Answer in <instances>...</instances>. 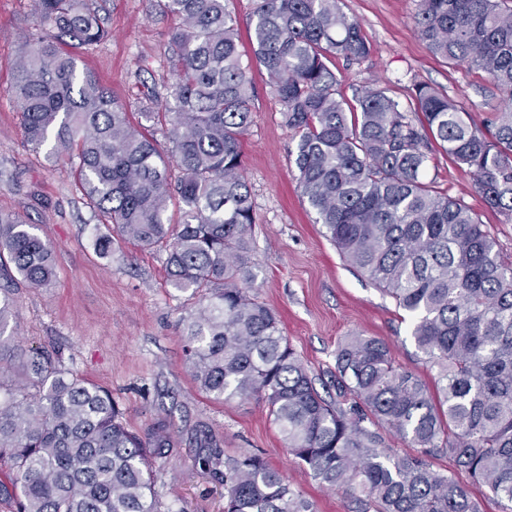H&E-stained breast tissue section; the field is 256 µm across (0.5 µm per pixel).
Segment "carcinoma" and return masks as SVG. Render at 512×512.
Here are the masks:
<instances>
[{"label":"carcinoma","instance_id":"1","mask_svg":"<svg viewBox=\"0 0 512 512\" xmlns=\"http://www.w3.org/2000/svg\"><path fill=\"white\" fill-rule=\"evenodd\" d=\"M226 2L156 0L179 20L169 34L175 78L146 105L154 133L145 134L66 49V38L89 49L105 37L94 0H34L54 33L35 29L14 68L27 144L50 142L53 156L74 163L83 196L118 237L168 247L170 285L205 298L185 325L199 389L216 400H264L289 452L321 486L345 491L352 512H481L432 468L439 456L512 512V263L471 208L423 178L438 145L485 205L512 221V0H417L415 27L429 51L483 71L502 93L504 107L482 125L426 84L407 102L372 85L348 103L329 63L368 57L360 24L338 0L256 2L253 54L294 132L302 195L342 258L411 317L435 372L431 386L395 364L384 341L352 334L336 346L334 401L316 388L277 313L245 291L255 204L242 142L253 87ZM174 195L185 206L175 226ZM54 276L35 225L0 213V346L13 288ZM28 381L42 393L26 395ZM368 422L412 451L387 447ZM169 447L164 422L130 431L111 393L38 352L0 401V460L15 472L19 512H161L151 450ZM224 498V512H315L251 450L224 464Z\"/></svg>","mask_w":512,"mask_h":512}]
</instances>
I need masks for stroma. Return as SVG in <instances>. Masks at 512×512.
Returning a JSON list of instances; mask_svg holds the SVG:
<instances>
[{"instance_id":"stroma-1","label":"stroma","mask_w":512,"mask_h":512,"mask_svg":"<svg viewBox=\"0 0 512 512\" xmlns=\"http://www.w3.org/2000/svg\"><path fill=\"white\" fill-rule=\"evenodd\" d=\"M98 3L109 35L92 50H78L79 65L137 114L144 82L172 79L168 39L177 21L155 10L151 0ZM255 3L229 0L255 89L243 157L256 201L249 232L256 282L250 294L278 313L284 336L321 382H330L336 344L351 333L385 341L397 364L427 375L409 318L342 259L301 194L282 106L265 71L251 64ZM339 6L361 24L371 44L362 61L334 58L345 96L373 83L405 100L421 83L448 95L479 123L502 108V95L486 73L450 65L428 50L413 23L416 0H339ZM35 23L33 0H0V211L35 225L52 251L55 277L43 288L15 289L11 339L0 350V370L13 372L32 351H44L57 367L111 391L130 430L141 433L165 420L172 446L154 454L152 466L159 499L170 512H224L223 464L204 471L197 463L204 432L223 456L261 452L315 502L317 512H348L343 491L324 489L289 454L262 399L219 402L196 386L182 331L200 302L168 283L165 248L118 239L110 255L100 254L95 240L109 228L87 206L73 165L53 158L49 147L25 143L11 84L18 50ZM424 177L463 199L495 239L501 258L512 261V223L485 206L468 173L438 150Z\"/></svg>"}]
</instances>
